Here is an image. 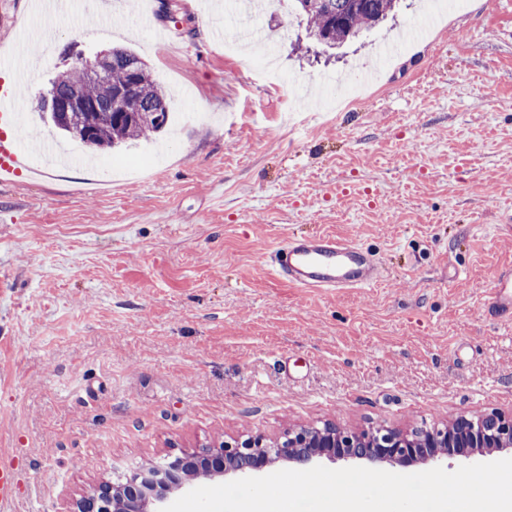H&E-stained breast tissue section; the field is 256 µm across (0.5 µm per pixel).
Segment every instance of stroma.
<instances>
[{"label": "stroma", "mask_w": 512, "mask_h": 512, "mask_svg": "<svg viewBox=\"0 0 512 512\" xmlns=\"http://www.w3.org/2000/svg\"><path fill=\"white\" fill-rule=\"evenodd\" d=\"M114 0L47 16L0 0V82L35 101L77 59L126 47L168 94L167 133L0 185V457L17 512H68L106 479L186 450L325 421L411 429L512 414V319L485 313L512 265V0H400L396 17L328 57L299 48L293 0H266V57L212 41L225 0ZM427 24L382 78L324 111L288 109L354 84L381 38ZM167 28L156 47L152 27ZM354 241L371 288L328 293L272 276L284 234Z\"/></svg>", "instance_id": "stroma-1"}]
</instances>
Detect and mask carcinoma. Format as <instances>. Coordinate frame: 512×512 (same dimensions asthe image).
<instances>
[{
  "instance_id": "obj_1",
  "label": "carcinoma",
  "mask_w": 512,
  "mask_h": 512,
  "mask_svg": "<svg viewBox=\"0 0 512 512\" xmlns=\"http://www.w3.org/2000/svg\"><path fill=\"white\" fill-rule=\"evenodd\" d=\"M299 15L306 21L309 38L334 49L358 39L362 33L384 22L396 9L397 0H295ZM110 81L88 83L85 98L98 111L93 113L94 150L105 152L122 144H132L162 131L168 123L165 91L153 78L147 64L127 49L112 50ZM83 68L76 65L53 81L48 95L63 106L73 86L83 82ZM42 123L52 126L68 140L84 142L71 133L68 113L53 110L39 113Z\"/></svg>"
}]
</instances>
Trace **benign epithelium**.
<instances>
[{"label": "benign epithelium", "mask_w": 512, "mask_h": 512, "mask_svg": "<svg viewBox=\"0 0 512 512\" xmlns=\"http://www.w3.org/2000/svg\"><path fill=\"white\" fill-rule=\"evenodd\" d=\"M107 56L100 52L84 62L89 78H105ZM511 449L512 415L499 413L461 416L443 427L426 424L410 431L383 425L350 431L334 423L293 427L275 439L253 434L207 454L188 452L161 467H145L121 484L102 481L96 498L103 502L102 512H160L170 494L192 483L194 467L213 477L234 474L240 479L254 477L277 461L307 467L318 458L435 468L457 456L472 461Z\"/></svg>", "instance_id": "benign-epithelium-1"}]
</instances>
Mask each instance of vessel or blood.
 Returning <instances> with one entry per match:
<instances>
[{
	"label": "vessel or blood",
	"mask_w": 512,
	"mask_h": 512,
	"mask_svg": "<svg viewBox=\"0 0 512 512\" xmlns=\"http://www.w3.org/2000/svg\"><path fill=\"white\" fill-rule=\"evenodd\" d=\"M14 86H0V181L9 182L23 166L18 151L21 130L12 108ZM273 273L299 288H369L381 275L362 246L329 233L286 239L275 253ZM488 312L512 317V271L501 273L486 303ZM18 495L14 461L0 460V512H14Z\"/></svg>",
	"instance_id": "obj_1"
}]
</instances>
